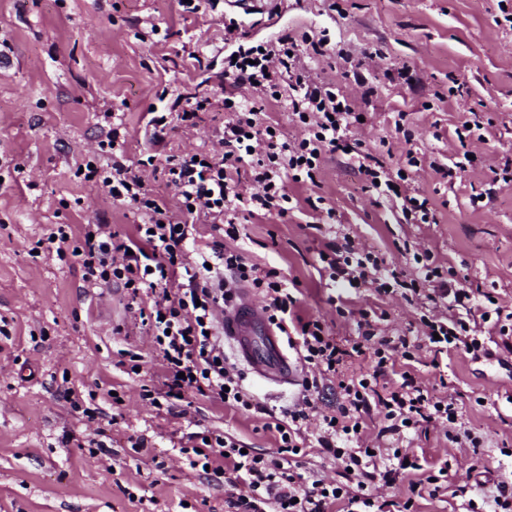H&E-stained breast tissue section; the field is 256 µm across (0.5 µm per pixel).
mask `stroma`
Wrapping results in <instances>:
<instances>
[{"mask_svg": "<svg viewBox=\"0 0 512 512\" xmlns=\"http://www.w3.org/2000/svg\"><path fill=\"white\" fill-rule=\"evenodd\" d=\"M509 14L512 0H281L276 17L260 22L223 2L194 14L174 0H0V512H224L231 484L191 469L182 435L209 429L277 449L265 424L296 403L299 385L248 372L243 384L261 412L192 394L157 410L142 393L160 387L162 361L136 305L124 290L85 287L79 258L37 245L57 226L74 240L87 224L134 234L140 213L77 176L87 163L134 165L147 154L161 162L214 148L212 113L160 141L150 121L223 97V60L201 68L192 55L223 45L229 22L252 39L327 41L330 55L304 61L311 76L336 83L366 113L350 133L362 152L392 168L414 153L410 187L429 199L434 218L400 223L396 202L368 191L356 156L340 154L325 160L318 185L289 184L299 204L288 216L242 218L236 246L247 260L297 282L303 309L341 338L374 306L388 315V335H417L422 308L398 292L326 283L322 224L341 225L408 278L413 254L431 251L512 308V181L503 179L512 160ZM355 68L367 85L351 78ZM468 121L480 130H465ZM111 135L115 149L102 148ZM488 189L493 201H478ZM446 372L448 394L459 395L468 428L490 452L487 481L512 475V458L500 453L512 448V366L452 353ZM382 427L378 414L366 416L365 443L408 446L428 466L451 465L448 490L416 499L415 512H464L467 498H479L467 444L448 441L439 425L409 440ZM462 486L467 496H458Z\"/></svg>", "mask_w": 512, "mask_h": 512, "instance_id": "stroma-1", "label": "stroma"}]
</instances>
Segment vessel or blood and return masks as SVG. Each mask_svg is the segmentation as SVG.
Segmentation results:
<instances>
[{"mask_svg": "<svg viewBox=\"0 0 512 512\" xmlns=\"http://www.w3.org/2000/svg\"><path fill=\"white\" fill-rule=\"evenodd\" d=\"M220 321L235 356L253 373L272 384L293 383V366L279 337L247 293H240L238 302L225 307Z\"/></svg>", "mask_w": 512, "mask_h": 512, "instance_id": "obj_1", "label": "vessel or blood"}]
</instances>
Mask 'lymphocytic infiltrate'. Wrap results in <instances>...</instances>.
I'll use <instances>...</instances> for the list:
<instances>
[{"instance_id": "lymphocytic-infiltrate-1", "label": "lymphocytic infiltrate", "mask_w": 512, "mask_h": 512, "mask_svg": "<svg viewBox=\"0 0 512 512\" xmlns=\"http://www.w3.org/2000/svg\"><path fill=\"white\" fill-rule=\"evenodd\" d=\"M300 53L297 41L287 35L238 47L224 56V77L233 89L252 90L253 100L236 98L216 106L204 98L195 101L193 110L177 114L180 122L216 107L224 114L218 129L222 154L201 149L165 159L162 173L175 191L178 211H171L142 177V169L154 166L155 156L140 160L135 169L116 161L88 171L89 179L140 211L144 222L132 239L87 225V238L79 247L83 279L92 288L124 289L139 302L140 323L164 366L161 388L146 393L158 409L194 393L244 412L259 410L241 374L224 358L219 312L233 299L235 284L249 283L262 294L269 323L286 337L308 374L302 379L300 402L283 409L270 424L278 435L275 454L243 449L220 432L189 434V441L199 444L188 459L191 469H205L219 455L226 458L238 489L224 501L227 512H332L336 505L341 512H414L417 497L434 498L444 490L447 467L423 471L418 456L406 448L368 452L358 445V427L374 410L391 434L401 436L432 423L447 427L449 441H456L466 423L455 398L437 395L396 365L424 347L437 358L455 351L474 359H511L512 310L493 294L470 288L466 279L446 276L431 252L414 255L416 276L405 281L380 255L360 249L349 236H335L319 253L330 281L369 287L381 295L402 289L448 310L444 317L421 315L420 336L409 338L386 335V314L365 309L359 313L356 336L341 340L319 318L302 312L277 269L260 268L227 247V240L239 237L231 222L237 210L286 216L292 208L288 182L316 183L325 156L346 151L348 133L359 123V112L335 84L308 75ZM283 89L301 137L270 131L265 122V100ZM241 169L259 186L247 197L232 177ZM359 170L368 190L383 198L411 181L368 153ZM202 218L211 226L212 240L200 249L196 222ZM192 249L197 258L190 263L186 253ZM356 357L370 358V369L351 372L348 362ZM329 383L336 386L337 406L324 413L317 400ZM313 419L318 422L315 441L326 459L344 469L343 481L306 476L293 465ZM402 480L410 495L400 505L378 501L370 491L372 485L390 487Z\"/></svg>"}]
</instances>
